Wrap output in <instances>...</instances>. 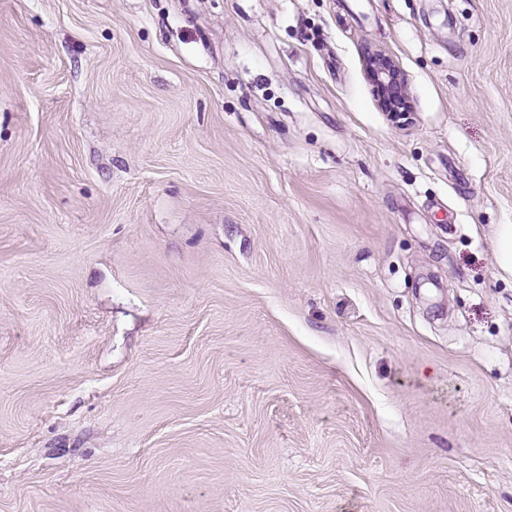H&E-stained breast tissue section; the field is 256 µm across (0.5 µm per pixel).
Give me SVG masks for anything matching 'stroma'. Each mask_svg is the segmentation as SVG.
Returning <instances> with one entry per match:
<instances>
[{
    "label": "stroma",
    "instance_id": "1",
    "mask_svg": "<svg viewBox=\"0 0 512 512\" xmlns=\"http://www.w3.org/2000/svg\"><path fill=\"white\" fill-rule=\"evenodd\" d=\"M511 237L512 0H0V512H512ZM367 70L380 106L394 114L409 112L410 96L395 61L376 51L367 59Z\"/></svg>",
    "mask_w": 512,
    "mask_h": 512
}]
</instances>
